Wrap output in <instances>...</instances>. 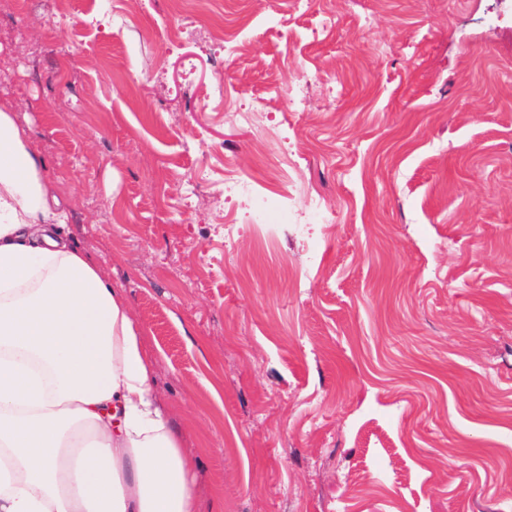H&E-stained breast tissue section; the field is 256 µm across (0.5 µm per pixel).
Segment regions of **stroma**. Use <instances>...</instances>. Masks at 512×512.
Returning a JSON list of instances; mask_svg holds the SVG:
<instances>
[{"label": "stroma", "instance_id": "obj_1", "mask_svg": "<svg viewBox=\"0 0 512 512\" xmlns=\"http://www.w3.org/2000/svg\"><path fill=\"white\" fill-rule=\"evenodd\" d=\"M4 60L204 512H512V0H21ZM287 163L331 223L221 201Z\"/></svg>", "mask_w": 512, "mask_h": 512}]
</instances>
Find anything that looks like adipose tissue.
<instances>
[{
    "label": "adipose tissue",
    "instance_id": "ef3b65f1",
    "mask_svg": "<svg viewBox=\"0 0 512 512\" xmlns=\"http://www.w3.org/2000/svg\"><path fill=\"white\" fill-rule=\"evenodd\" d=\"M69 219L0 104V512H199L143 333Z\"/></svg>",
    "mask_w": 512,
    "mask_h": 512
}]
</instances>
